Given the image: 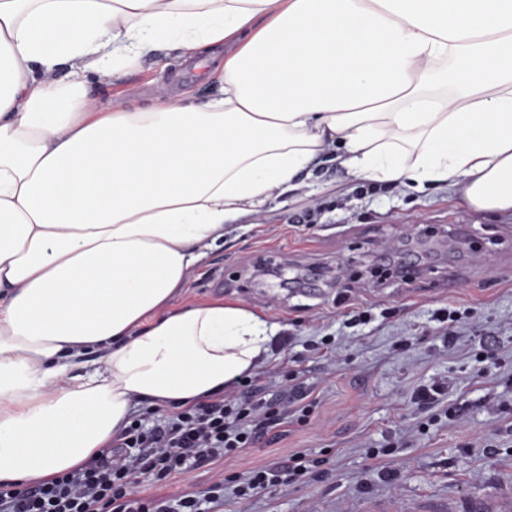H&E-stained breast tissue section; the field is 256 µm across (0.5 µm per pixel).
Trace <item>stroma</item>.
<instances>
[{
	"instance_id": "1",
	"label": "stroma",
	"mask_w": 512,
	"mask_h": 512,
	"mask_svg": "<svg viewBox=\"0 0 512 512\" xmlns=\"http://www.w3.org/2000/svg\"><path fill=\"white\" fill-rule=\"evenodd\" d=\"M88 87L93 103L143 107L160 95L212 97L220 83L213 62L161 51L119 80L91 77ZM314 199L324 210L317 223L301 225ZM452 224L467 225L470 251L449 250ZM383 238L418 264L415 278L379 265ZM214 300L245 304L278 325L269 359L278 372L265 379L264 398L279 397L298 377L316 407L309 422L286 426L276 439L176 476L164 494L302 452L323 459L315 476L245 504L225 495L224 512H364L376 503L409 512L429 501L447 503L449 512H467L475 501L512 512L511 210L476 212L434 185L373 191L328 164L226 235L174 302ZM448 306L458 319L438 322L437 310ZM357 308L371 312L369 323L347 322ZM324 343L335 345L339 365L316 354ZM437 380L447 383L445 394L433 407L418 406L417 392Z\"/></svg>"
}]
</instances>
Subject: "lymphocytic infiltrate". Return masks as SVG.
Returning <instances> with one entry per match:
<instances>
[{
  "mask_svg": "<svg viewBox=\"0 0 512 512\" xmlns=\"http://www.w3.org/2000/svg\"><path fill=\"white\" fill-rule=\"evenodd\" d=\"M264 377L260 371L245 380L249 395L237 394L238 385L232 382L204 401L165 410L147 430L140 420H132L110 448L50 480L23 490L0 483V512H222L225 486H232L235 498L245 502L260 489L314 475L319 460L298 452L282 464L254 469L227 484L219 480L174 498L161 495L175 475L216 464L282 425L307 420L314 404L303 384L266 401L261 397ZM144 482L156 487V494L139 495L137 487Z\"/></svg>",
  "mask_w": 512,
  "mask_h": 512,
  "instance_id": "f902f5d3",
  "label": "lymphocytic infiltrate"
}]
</instances>
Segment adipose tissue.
<instances>
[{
    "label": "adipose tissue",
    "mask_w": 512,
    "mask_h": 512,
    "mask_svg": "<svg viewBox=\"0 0 512 512\" xmlns=\"http://www.w3.org/2000/svg\"><path fill=\"white\" fill-rule=\"evenodd\" d=\"M163 46L223 50L220 94L91 104L88 75ZM330 145L352 177L512 210V0H0V483L263 363L259 314L173 299Z\"/></svg>",
    "instance_id": "adipose-tissue-1"
}]
</instances>
